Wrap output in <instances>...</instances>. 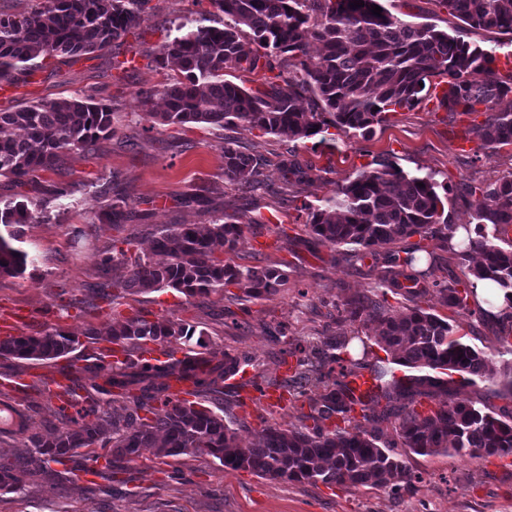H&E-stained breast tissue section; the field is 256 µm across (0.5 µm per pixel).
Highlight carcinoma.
Instances as JSON below:
<instances>
[{
  "label": "carcinoma",
  "mask_w": 512,
  "mask_h": 512,
  "mask_svg": "<svg viewBox=\"0 0 512 512\" xmlns=\"http://www.w3.org/2000/svg\"><path fill=\"white\" fill-rule=\"evenodd\" d=\"M224 15V25L176 27L155 55L167 71L160 94L165 110L148 112L163 125L208 124L221 128L242 125L291 140L310 138L334 128L348 136L373 134L375 126L397 109H412L441 84L448 93L441 105L450 112L471 113L484 107L485 120L473 127L483 147L512 145V111L498 108L512 94V72L495 65L498 56H512V0H436L448 15L471 29L508 36L491 49L473 45L431 23L405 21L386 8L371 13L380 0H209ZM150 0H42L28 14L0 16V84L14 85L17 74L30 76L29 62L55 53L93 54L137 29ZM288 69L283 84L272 83L256 94L225 79V70L252 73ZM114 112L92 97L42 100L0 111V179L25 185L49 170L59 153L86 151L112 136ZM286 181L309 179L297 162L281 160ZM224 179L243 188L257 185L255 158L229 138L224 140ZM434 175L410 176L392 163L380 161L337 186L326 206L307 207V226L316 239L334 247L352 246L347 257L382 260L374 265L385 288L405 289L413 307L392 310L379 295L357 294L336 307V321H360L374 326L375 341L404 367L424 373L387 378L380 366L371 368L374 387L358 403L347 378L366 368L360 360L345 359L340 351L347 336H326L310 350L294 347L288 392L307 402L309 413L300 427L275 425L264 429L251 447L238 444L233 408L239 392L224 390V382L255 359L239 350H214L196 327L170 320L134 319L117 322L106 336L124 349L97 369L104 384L94 383L86 395L56 407L62 427L47 435L27 434L25 410L8 406L0 433L24 437L20 448L0 458V490L21 488L24 479L52 474L50 464L74 456L92 444L108 449L93 455L105 459V469L122 471L143 448L173 457L206 455L231 469L289 481L349 485L360 489L400 491L422 482L405 457L447 455L484 459L512 455V421L483 402L458 399L448 380L431 375L449 371L468 375V382L492 380L499 373L487 354L464 340L448 320L419 305L431 297L446 308L484 317L476 297L480 280H492L512 302V172L489 184L465 185L475 227L448 224L445 203ZM126 202L115 200L98 220L117 232L124 227ZM33 213L17 202L0 209V275L16 276L27 269L28 254L13 247L19 227ZM251 225L220 217L211 224H176L159 229L152 254L128 258L130 237H110L103 264H129L126 278L114 281L102 298L113 303L127 294L172 288L187 297L206 300L229 286L247 299H262L288 283V272L274 265H238L215 255L220 245L227 254L238 249L244 229ZM418 236L434 248L466 260H480L452 280L435 274L436 259L419 274L406 270L418 261ZM496 340L512 352V312L498 319ZM181 341V358L151 361L141 358L149 342ZM80 345L79 337L57 328L33 335L0 339V358L48 361ZM190 381L199 394L219 393L224 414L169 393L165 380ZM119 390L126 405L117 409L94 394ZM448 397L426 415L416 410L421 400ZM75 410V415L68 413ZM145 415H139V412ZM361 412L356 416L355 412ZM336 420L332 426L326 425ZM392 422L396 439L385 441L362 429L360 420Z\"/></svg>",
  "instance_id": "obj_1"
}]
</instances>
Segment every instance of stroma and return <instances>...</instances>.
<instances>
[{
  "instance_id": "obj_1",
  "label": "stroma",
  "mask_w": 512,
  "mask_h": 512,
  "mask_svg": "<svg viewBox=\"0 0 512 512\" xmlns=\"http://www.w3.org/2000/svg\"><path fill=\"white\" fill-rule=\"evenodd\" d=\"M383 4L408 21L447 31L457 24L435 0ZM151 6L134 33L105 50L77 61L61 53L43 57L40 70L19 76L10 94L0 93V110L80 94L119 114L114 135L95 150L60 154L33 183L16 186L0 180V207L17 201L35 206L33 223L24 226L15 243L33 265L21 276H0V313L24 311L19 327L24 334L59 327L79 336L81 344L67 360L77 364V375L87 385L95 381V365L106 361L102 332L112 323L136 318L193 325L204 331L212 347L250 351L258 361L257 374L268 381L285 378L282 360L289 345L306 348L336 334L351 336L352 358H367L399 378L408 375V368L373 343L372 326L337 322L336 303L376 291L377 280L368 264L341 261L338 249L318 243L305 225V208L320 205L362 166L385 159L411 175L434 174L448 191L449 223L466 224L471 210L462 200L465 184H488L511 173L512 146L495 152L459 150L460 131L481 123L483 113L459 116L430 100L389 113L370 137L341 135L331 146L314 137L291 141L240 126L223 130L204 124H152L138 93L160 89L165 81L153 52L166 41L176 18L197 17L211 5L209 0H151ZM228 137L260 158L258 187L244 189L225 181L223 146ZM289 154L308 171L307 181L284 180L279 164ZM52 184L67 186L68 195H49ZM105 184L111 187L109 198L127 203L130 218L124 233L132 238L131 253H149L150 232L163 224H208L225 215L241 224L256 220L257 233H245L235 261L286 265L287 285L260 300L228 294L202 302L165 288L108 303L100 296L102 284L123 279L127 268L101 264L107 235L94 225L107 200L98 194ZM62 292L74 301L65 313L53 306ZM436 312L460 326L466 341L486 351L496 366L512 364V354L497 352L492 318L464 317L441 306ZM56 366L53 360L0 358V401L15 399L6 390V377H36L25 395L33 403L31 432L44 434L58 423L54 406L37 401L38 389ZM307 410L306 402L293 398L280 408L261 400L235 408L241 447L258 439L264 424L299 426ZM406 461L422 481L391 493L260 477L224 468L205 455L163 458L146 449L110 479L80 477L63 483L44 478L17 492L0 490V512H512V464L415 453L407 454Z\"/></svg>"
}]
</instances>
